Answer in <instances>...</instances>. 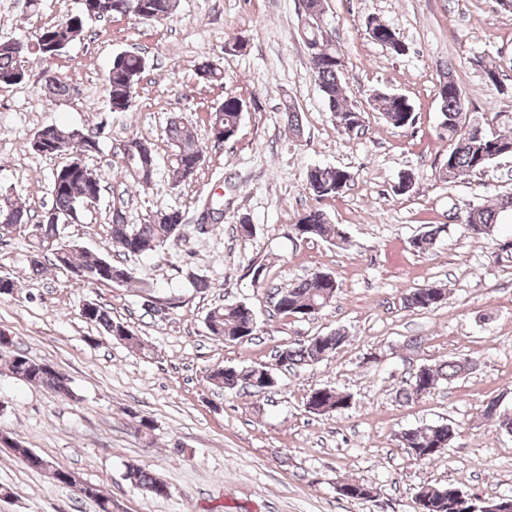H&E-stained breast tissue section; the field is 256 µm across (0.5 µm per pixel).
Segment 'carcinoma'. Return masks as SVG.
Instances as JSON below:
<instances>
[{
    "label": "carcinoma",
    "mask_w": 512,
    "mask_h": 512,
    "mask_svg": "<svg viewBox=\"0 0 512 512\" xmlns=\"http://www.w3.org/2000/svg\"><path fill=\"white\" fill-rule=\"evenodd\" d=\"M177 8V0H78V10L62 22L47 26L33 43L21 39L0 41V86H13L19 78L27 76L26 59L36 55L48 60L60 54L79 37L85 23L93 19L134 17L160 23L169 18ZM307 48L313 49L318 58H309L311 69L327 105L328 112L336 118L337 128L344 132L362 122L363 112L348 103L341 88L344 72L336 65V57L341 51L334 40L323 38L320 29L305 28L303 32ZM146 70V60L137 53L120 52L112 57L106 72L109 110L128 112L133 106V98L142 75ZM197 75L205 83H223L221 70L204 63ZM439 120L447 124V129L439 134V139L448 142V162L438 171V176L450 182L463 174L480 173L493 161L502 157H512V135L488 131L483 124H467L466 98L455 93L439 97ZM410 100L391 97L387 94L374 98L372 108L379 112L385 121L397 129H405L415 120L410 112ZM210 135L220 131L233 134L239 127L241 112L237 99L227 96L209 113ZM168 138L177 149L178 163L184 169L174 167L172 183L178 185L185 178L193 176L203 163L205 151L192 129L179 120H172L166 127ZM90 132L79 128L46 125L35 136L39 144H30L32 151L42 156L68 154L72 159H81L84 154L100 150V142L88 139ZM122 159L125 168L137 174L138 183L147 188L156 169V158L150 143L132 136L123 144ZM352 181L351 173L338 167H314L307 173V189L318 200L339 195L337 188ZM102 191V178L91 172L82 162L67 169L58 168L52 174L51 192L53 206L32 221L30 213L20 205L13 194L0 189V214L16 216V224H34L36 238L40 245H59L52 254V265L63 270L81 269L86 284H114L112 276H120L117 286L138 288L140 282L133 269L114 263L111 259L89 249L80 248L70 242L61 241V225L73 222L75 209L99 201ZM512 212V199L502 197L466 210L462 217L467 233L478 238H495L497 249L512 255V234L495 235L501 214ZM182 218L175 210H156L142 224H129L123 211L112 210L111 238L112 249L128 256H140L158 251L178 240ZM290 232L310 240L343 238L335 225L329 222L327 214L315 207L306 211L291 225ZM444 228L437 225L417 235L409 242L416 253H427L434 248ZM339 288L336 279L329 273L316 272L276 293V309L286 315L301 318L305 315L317 316L315 309H324L335 297ZM447 292L432 286L416 288L405 295L403 305L410 310L434 309L445 303ZM83 321L104 330L114 339L133 343L137 336L129 326L112 319L111 311L92 301L82 305ZM209 334L215 340L228 343L240 342L256 335L259 327L253 310L245 303L217 304L206 317ZM346 342V335L337 329L327 334L313 336L299 343L288 344L285 367L308 366L333 355ZM474 361L468 357L451 359L441 365L419 367L411 376L407 387L401 392L402 399L409 401L430 395L439 385L452 382L472 369ZM0 366L13 377L43 386L60 397L71 395L67 378L62 374L40 367L39 362L18 350L0 348ZM267 365L258 367L224 366L214 369L210 379L224 391L233 392L248 388L256 395L272 388L265 373ZM310 404L318 408L316 414L329 415L345 410L350 405L351 396L333 389L317 388L306 397ZM487 416L495 419L501 431L512 433V412H497L486 406ZM456 430L450 424L406 429L400 433L399 441L412 460L430 462L449 447L455 438ZM11 451L28 468L52 472L53 477L64 485H71L74 479L61 468L45 467L40 459L31 456V450L20 442H15ZM130 482L155 496L167 494L166 485L149 472L132 466L126 471ZM344 497L364 500L371 496L370 488L359 481L342 484ZM81 496L94 501L99 512H112V500L101 494L93 484L77 487ZM458 489L453 486L420 488L415 495L417 512H456L453 507Z\"/></svg>",
    "instance_id": "obj_1"
}]
</instances>
